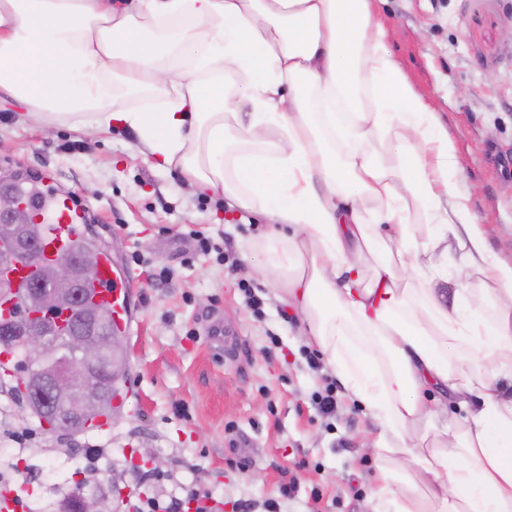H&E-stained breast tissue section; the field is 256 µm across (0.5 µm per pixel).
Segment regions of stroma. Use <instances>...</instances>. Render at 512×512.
Wrapping results in <instances>:
<instances>
[{"mask_svg": "<svg viewBox=\"0 0 512 512\" xmlns=\"http://www.w3.org/2000/svg\"><path fill=\"white\" fill-rule=\"evenodd\" d=\"M379 10L396 30L394 56L448 133L489 247L512 263V0H381ZM24 112L0 100V178L36 177L73 195L136 283L122 339L127 397L111 430L40 435L0 456V472L18 465L30 512H58L92 446L108 451L104 512H138L189 487L220 512H388L372 498L378 461L362 451L375 423L304 342L301 318L276 289L241 274L265 264L252 243L270 217L193 191L178 170L156 167L133 130L48 129ZM192 229L214 250L195 251ZM247 286L261 312L247 305ZM217 322L237 329L233 342L213 336ZM328 385L336 410L323 415L315 399ZM146 448L161 469L132 467L131 454Z\"/></svg>", "mask_w": 512, "mask_h": 512, "instance_id": "1", "label": "stroma"}]
</instances>
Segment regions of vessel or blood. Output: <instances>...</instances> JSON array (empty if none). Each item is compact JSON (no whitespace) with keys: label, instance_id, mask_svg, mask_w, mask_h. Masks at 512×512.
<instances>
[{"label":"vessel or blood","instance_id":"vessel-or-blood-1","mask_svg":"<svg viewBox=\"0 0 512 512\" xmlns=\"http://www.w3.org/2000/svg\"><path fill=\"white\" fill-rule=\"evenodd\" d=\"M23 206L42 224L43 258L53 261L70 250L77 238L79 227L85 219L82 206L76 205L67 195L53 194L40 199L24 200ZM93 301L97 307L110 309L112 325L118 335H125L129 326V298L134 280L121 272L107 251L97 253L94 260Z\"/></svg>","mask_w":512,"mask_h":512}]
</instances>
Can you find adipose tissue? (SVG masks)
<instances>
[{
	"mask_svg": "<svg viewBox=\"0 0 512 512\" xmlns=\"http://www.w3.org/2000/svg\"><path fill=\"white\" fill-rule=\"evenodd\" d=\"M376 2L0 0V97L47 128L134 129L157 167L269 212L261 275L381 428L374 497L512 512V265ZM450 242L471 280L447 306ZM435 388L464 416L440 421Z\"/></svg>",
	"mask_w": 512,
	"mask_h": 512,
	"instance_id": "1",
	"label": "adipose tissue"
}]
</instances>
